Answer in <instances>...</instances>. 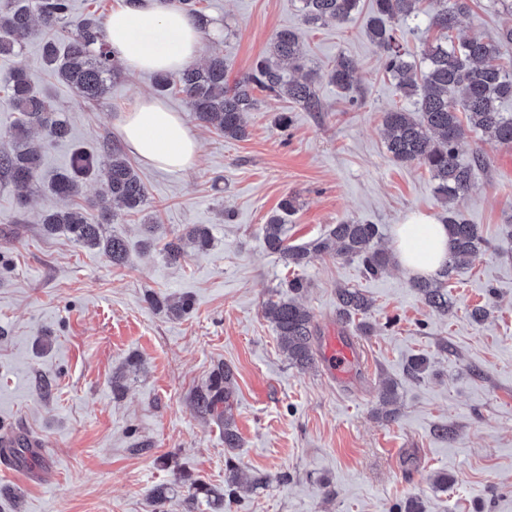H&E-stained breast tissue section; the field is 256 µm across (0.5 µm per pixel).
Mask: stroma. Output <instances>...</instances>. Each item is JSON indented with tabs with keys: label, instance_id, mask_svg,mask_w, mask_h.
<instances>
[{
	"label": "stroma",
	"instance_id": "obj_1",
	"mask_svg": "<svg viewBox=\"0 0 512 512\" xmlns=\"http://www.w3.org/2000/svg\"><path fill=\"white\" fill-rule=\"evenodd\" d=\"M200 7L224 33L201 40L197 60L221 48L228 81L289 28L300 33L308 68L351 59L355 86L319 82L318 112L255 91L247 135L237 140L201 126L182 95H164L198 142V158L176 173L137 162L148 191L143 212H118L104 227L131 248L129 265L115 267L66 234L44 235L40 219L63 205L48 185L72 147L121 143L118 118L154 95L153 74L120 70L89 104L49 76L40 35L0 56V74L25 71L72 128L70 141L46 148L26 210L0 178V436L27 438L44 462L34 471L0 464V512H153L150 492L160 485L170 489L172 512H210L180 476L224 486V430L193 401L221 363L236 375L240 446L230 453L242 483L224 512H394L411 497L426 512H512V152L474 133L462 146L487 157L460 208L490 249L449 280L448 315L433 313L395 262L374 277L355 258L322 255L288 267L261 231L287 195L297 201L287 223L295 246L358 220L380 225L389 250L394 225L410 214L444 218L429 172L386 150L383 113L413 102L383 72L367 13L308 25L295 0ZM507 19L477 0L456 34L491 38ZM148 222L165 240L204 224L214 244L173 266L160 246L144 247ZM296 276L307 283L298 300L322 335L340 331L337 288L361 289L372 302L370 334L349 335L360 360L344 381L321 363L290 365L263 315L268 298L286 295ZM151 294L189 296L193 311L180 319L154 312ZM477 306L489 309L484 322L469 315ZM415 354L430 363L418 377L406 371ZM385 379L397 386L392 422L380 417ZM258 472L271 481L250 488ZM443 473L444 487L436 481Z\"/></svg>",
	"mask_w": 512,
	"mask_h": 512
}]
</instances>
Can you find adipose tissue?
Listing matches in <instances>:
<instances>
[{"label":"adipose tissue","instance_id":"adipose-tissue-1","mask_svg":"<svg viewBox=\"0 0 512 512\" xmlns=\"http://www.w3.org/2000/svg\"><path fill=\"white\" fill-rule=\"evenodd\" d=\"M112 54L136 72L176 73L199 53L197 22L168 8L163 0L118 5L108 22ZM119 129L128 151L141 161L167 171L191 168L198 145L178 113L153 97H142L122 112ZM397 262L411 277L428 276L446 261L451 242L445 224L413 215L393 229Z\"/></svg>","mask_w":512,"mask_h":512}]
</instances>
